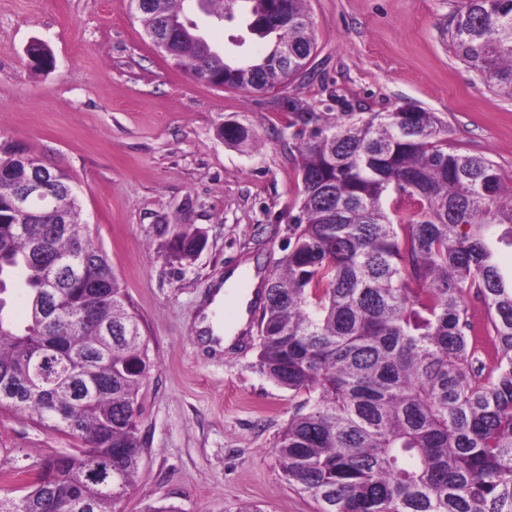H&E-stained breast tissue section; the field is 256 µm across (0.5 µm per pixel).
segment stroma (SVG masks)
<instances>
[{
    "mask_svg": "<svg viewBox=\"0 0 512 512\" xmlns=\"http://www.w3.org/2000/svg\"><path fill=\"white\" fill-rule=\"evenodd\" d=\"M461 0H307L316 49L305 75L270 92L197 81L146 36L129 0H0V140L74 180L82 219L137 311L150 369L139 391L145 450L119 512H319L285 480L278 438L303 395L259 368V336L214 352L196 321L238 267L268 277L288 252L308 138L294 107L333 119L406 102L438 113L448 142L512 177V98L458 59L446 29ZM44 41L54 69L25 48ZM233 122L248 146L225 143ZM203 232L192 262L169 256L176 229ZM0 412V460L39 466L75 448Z\"/></svg>",
    "mask_w": 512,
    "mask_h": 512,
    "instance_id": "35a3bbf8",
    "label": "stroma"
}]
</instances>
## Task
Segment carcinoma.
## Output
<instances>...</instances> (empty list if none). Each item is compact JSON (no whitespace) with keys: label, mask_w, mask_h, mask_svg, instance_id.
Returning <instances> with one entry per match:
<instances>
[{"label":"carcinoma","mask_w":512,"mask_h":512,"mask_svg":"<svg viewBox=\"0 0 512 512\" xmlns=\"http://www.w3.org/2000/svg\"><path fill=\"white\" fill-rule=\"evenodd\" d=\"M147 36L188 0H143ZM240 19L268 51L211 53L184 24L178 66L226 88L267 92L302 75L315 51L305 0H195ZM456 55L512 98V0H463L448 30ZM371 112L312 130L297 147L302 199L293 244L262 292L261 371L306 394L275 452L289 483L320 512H512V177L484 155L448 145L437 113ZM0 142L14 181L43 169L55 197L20 224L0 184V411L75 437L0 512H117L144 442L138 395L149 371L141 321L82 222L70 175ZM204 241L180 230L170 256ZM22 276L28 319L6 294ZM484 304L497 365L475 368L466 297ZM112 326V337L101 326ZM82 493L87 509L73 507Z\"/></svg>","instance_id":"cac0c4a2"}]
</instances>
